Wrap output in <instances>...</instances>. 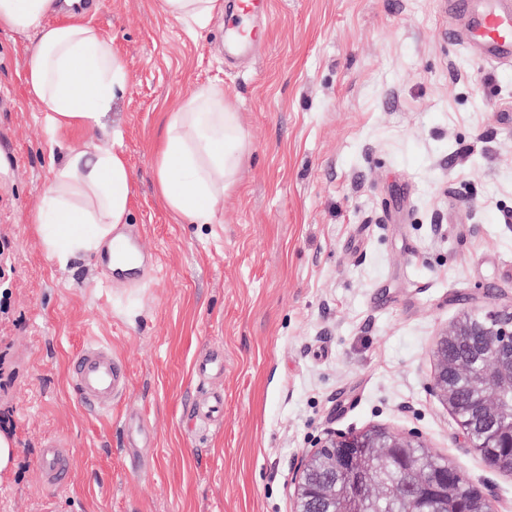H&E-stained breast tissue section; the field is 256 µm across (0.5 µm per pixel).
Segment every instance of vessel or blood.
I'll return each mask as SVG.
<instances>
[{"label": "vessel or blood", "mask_w": 512, "mask_h": 512, "mask_svg": "<svg viewBox=\"0 0 512 512\" xmlns=\"http://www.w3.org/2000/svg\"><path fill=\"white\" fill-rule=\"evenodd\" d=\"M270 0H234L233 12L224 19V41L233 49L257 42L255 20L266 15ZM449 10L463 14L460 41L477 48L492 62H512V0H448ZM70 373L78 398L98 411L111 409L114 396L125 386V374L110 347L90 344L71 360ZM68 454L51 445L40 460L50 484H58Z\"/></svg>", "instance_id": "1"}]
</instances>
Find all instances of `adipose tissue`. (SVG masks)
I'll return each instance as SVG.
<instances>
[{
    "instance_id": "ef3b65f1",
    "label": "adipose tissue",
    "mask_w": 512,
    "mask_h": 512,
    "mask_svg": "<svg viewBox=\"0 0 512 512\" xmlns=\"http://www.w3.org/2000/svg\"><path fill=\"white\" fill-rule=\"evenodd\" d=\"M167 18L204 27L224 13V0H158ZM58 0H0V32L33 33L25 85L49 120L52 137L77 136L101 126L123 94L127 74L111 41L80 21H57ZM155 155L158 193L173 212L195 224L217 220V206L233 180L248 137L218 84L196 87L161 120ZM131 181L115 146L72 149L46 182L34 222L50 261L67 267L111 245L127 223Z\"/></svg>"
}]
</instances>
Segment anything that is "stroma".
<instances>
[{
    "label": "stroma",
    "mask_w": 512,
    "mask_h": 512,
    "mask_svg": "<svg viewBox=\"0 0 512 512\" xmlns=\"http://www.w3.org/2000/svg\"><path fill=\"white\" fill-rule=\"evenodd\" d=\"M84 20L127 71L82 139L127 160L120 232L141 263L47 259L33 215L62 150L24 82L33 33L0 32V348L17 367L0 512H292L317 441L373 427L419 436L512 512V474L429 389L437 333L512 305V64L450 40L447 0H273L267 41L233 58L222 19L157 0H92ZM210 82L249 147L218 222L192 224L156 192L155 149L165 112ZM94 341L126 376L107 413L68 378ZM203 357L218 368L197 374ZM53 442L70 452L54 486ZM157 6L167 18L191 21L202 28L215 16L224 15L223 0H158ZM67 461L68 454L65 448H59L57 445H48V448L44 449L40 466L47 482L52 485L59 483Z\"/></svg>",
    "instance_id": "35a3bbf8"
}]
</instances>
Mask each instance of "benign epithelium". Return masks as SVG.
<instances>
[{"label": "benign epithelium", "mask_w": 512, "mask_h": 512, "mask_svg": "<svg viewBox=\"0 0 512 512\" xmlns=\"http://www.w3.org/2000/svg\"><path fill=\"white\" fill-rule=\"evenodd\" d=\"M464 345L480 350L483 370L456 356ZM431 357L432 388L467 447L498 448L512 457V307L457 319L435 336ZM421 447L414 436L383 428L326 433L292 479L293 512H375L368 494L349 488L369 471L386 499L402 503L400 512H497L476 489L465 501L458 497L451 464L417 491L401 490L397 475L412 464L409 449Z\"/></svg>", "instance_id": "7a95c632"}]
</instances>
